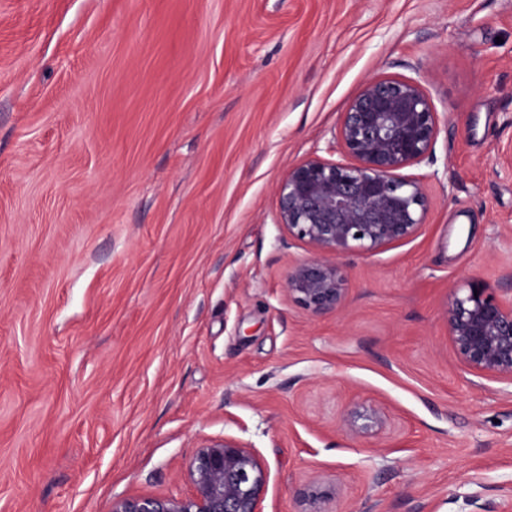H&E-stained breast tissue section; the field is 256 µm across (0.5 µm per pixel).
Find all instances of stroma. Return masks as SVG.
<instances>
[{
  "mask_svg": "<svg viewBox=\"0 0 512 512\" xmlns=\"http://www.w3.org/2000/svg\"><path fill=\"white\" fill-rule=\"evenodd\" d=\"M382 76L439 114L428 220L316 315L276 186ZM471 276L512 299V0H0V512L188 492L224 436L263 512H512V384L448 339ZM363 411L355 410L350 417L342 418L343 429L353 438H361L370 434H378L387 426V417L384 407L379 403L361 406ZM363 419V424L358 420Z\"/></svg>",
  "mask_w": 512,
  "mask_h": 512,
  "instance_id": "1",
  "label": "stroma"
}]
</instances>
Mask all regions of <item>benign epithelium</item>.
<instances>
[{
  "instance_id": "obj_1",
  "label": "benign epithelium",
  "mask_w": 512,
  "mask_h": 512,
  "mask_svg": "<svg viewBox=\"0 0 512 512\" xmlns=\"http://www.w3.org/2000/svg\"><path fill=\"white\" fill-rule=\"evenodd\" d=\"M438 132V113L416 79L382 77L363 87L335 134L344 160L311 156L276 186L278 223L308 249L288 273L286 294L314 314L335 311L346 294L340 256L372 254L422 231L430 201L423 181L404 170L429 156ZM446 321L469 371L512 384V304L474 278L448 301ZM341 424L354 438L377 434L387 426L386 412L373 403ZM184 479L186 494L121 496L111 512H261L268 468L235 438L207 439Z\"/></svg>"
}]
</instances>
